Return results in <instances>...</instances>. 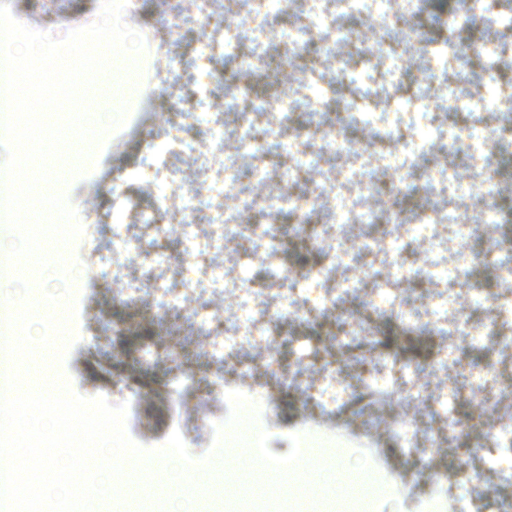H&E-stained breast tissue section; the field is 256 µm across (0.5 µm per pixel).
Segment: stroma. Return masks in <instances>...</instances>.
Wrapping results in <instances>:
<instances>
[{"label":"stroma","mask_w":512,"mask_h":512,"mask_svg":"<svg viewBox=\"0 0 512 512\" xmlns=\"http://www.w3.org/2000/svg\"><path fill=\"white\" fill-rule=\"evenodd\" d=\"M6 3L57 38L100 12V0ZM379 10L380 0H350L339 17L322 0L265 12L258 0H129L122 20L144 41L142 93L118 113L111 94L95 99L112 131L67 181L82 227L68 274L29 271L21 296L4 264L15 236L0 223V314L32 300L38 340L52 312L43 294L68 293L74 340L50 374L80 396L127 405V431L145 447L179 430L194 461L192 488L130 477L99 512H297L296 496L273 493L265 465L281 463L288 483L315 436L349 449L353 472L370 480L351 497L325 479L333 458L324 456L302 488L307 512H512L502 461L512 453V401L502 396L512 387V287L497 278L512 269V246L461 237L453 223L426 225L433 244L416 238L426 215L469 218L485 206L443 190V171L465 177L494 164L512 182V127L483 106L487 73L512 89V0L460 15L456 42L479 47L465 62L439 39L444 20L426 0H404L396 25L362 41ZM289 28L302 47L284 39ZM413 36L426 51L411 54ZM235 44L263 60L273 97L288 94L292 133L251 101L225 110V88L253 81L228 63ZM458 95L460 110L449 111ZM466 126L491 129L484 153L449 145V130ZM244 137L251 153L239 149ZM332 138L346 143L334 155ZM292 142L321 158L292 186L294 198L317 202L290 220L300 239L255 226L293 166ZM358 200L375 223L338 220L337 205ZM463 260L466 287L453 274ZM389 327L415 329L419 355L403 341L380 345ZM242 399L259 441L240 451L232 496L212 476ZM452 409L463 414L455 430ZM462 448L483 479L469 493L449 479Z\"/></svg>","instance_id":"obj_1"}]
</instances>
